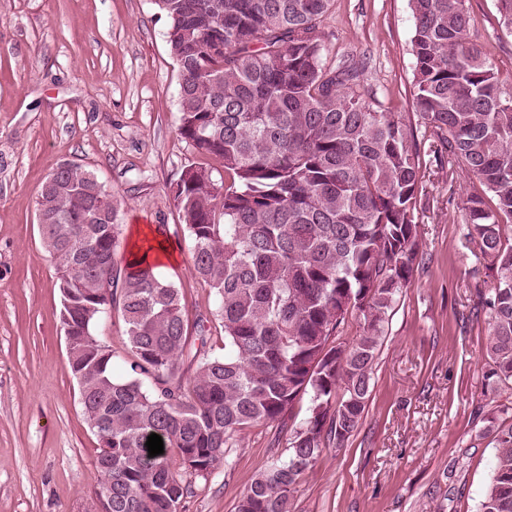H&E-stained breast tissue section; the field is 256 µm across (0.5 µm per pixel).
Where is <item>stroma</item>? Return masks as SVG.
Here are the masks:
<instances>
[{
  "label": "stroma",
  "instance_id": "35a3bbf8",
  "mask_svg": "<svg viewBox=\"0 0 512 512\" xmlns=\"http://www.w3.org/2000/svg\"><path fill=\"white\" fill-rule=\"evenodd\" d=\"M471 37L493 50L512 83V31L497 0H467ZM153 0H0V512H89L99 476L60 323L55 261L42 249L35 201L50 170H92L123 203L122 233L164 230L178 260L161 268L190 317L208 319L209 352L224 351L177 234L171 192L197 159L177 131L179 74ZM321 32L326 61L363 66L372 109L413 117L409 0H332ZM418 214L425 265L403 288L371 373L364 417L298 479L292 512H479L494 448L472 444L484 402L491 258L467 237L464 203L482 193L457 167L423 170ZM277 425L245 430L183 512H235L272 457Z\"/></svg>",
  "mask_w": 512,
  "mask_h": 512
}]
</instances>
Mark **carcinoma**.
<instances>
[{"mask_svg": "<svg viewBox=\"0 0 512 512\" xmlns=\"http://www.w3.org/2000/svg\"><path fill=\"white\" fill-rule=\"evenodd\" d=\"M178 68L179 135L216 161L171 185L195 276L210 289L224 354L203 319L188 331L178 288L118 259L119 200L95 173L56 165L36 200L45 252L58 262L60 321L79 404L99 448L97 495L112 512H181L242 431L277 424L288 455L256 475L235 512H291L298 478L357 429L370 374L402 288L423 264L415 221L422 142L404 113L373 110L362 70L324 62L331 0H153ZM412 106L439 164L458 163L490 199L467 198L470 236L495 283L484 374L512 397V87L470 37L465 0H410ZM117 312L136 361L114 371L97 334ZM361 331L342 341L352 314ZM195 366L177 376L183 362ZM307 418L288 425L295 401ZM475 440L495 448L480 512H512V419L480 405ZM164 452L149 456L150 434Z\"/></svg>", "mask_w": 512, "mask_h": 512, "instance_id": "cac0c4a2", "label": "carcinoma"}]
</instances>
